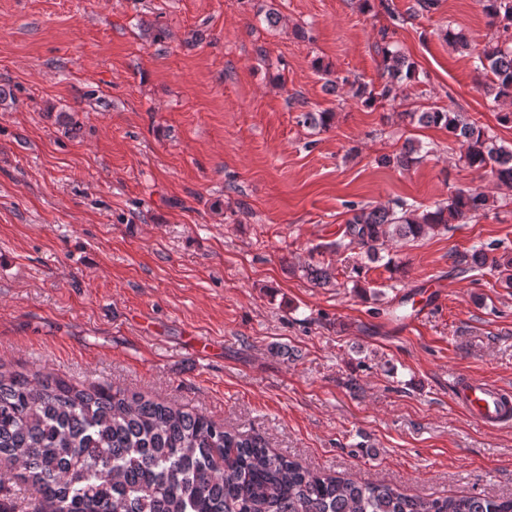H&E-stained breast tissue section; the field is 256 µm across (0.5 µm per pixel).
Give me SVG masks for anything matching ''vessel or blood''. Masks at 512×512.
<instances>
[{
  "label": "vessel or blood",
  "mask_w": 512,
  "mask_h": 512,
  "mask_svg": "<svg viewBox=\"0 0 512 512\" xmlns=\"http://www.w3.org/2000/svg\"><path fill=\"white\" fill-rule=\"evenodd\" d=\"M455 402L473 422L487 428L512 420V391L478 379L458 387Z\"/></svg>",
  "instance_id": "b4317fda"
}]
</instances>
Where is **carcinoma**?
Masks as SVG:
<instances>
[{
    "mask_svg": "<svg viewBox=\"0 0 512 512\" xmlns=\"http://www.w3.org/2000/svg\"><path fill=\"white\" fill-rule=\"evenodd\" d=\"M489 24L512 28V0H482ZM376 41L384 82L358 86L365 106L393 101L416 69L382 28ZM494 101L512 100V47L496 43L476 57ZM303 122L328 128L334 112H304ZM411 124L445 129L466 164L512 188V149L464 112H407ZM422 146L408 142L381 164L407 169ZM491 207L490 196L456 190L445 203L420 209H353L343 237L370 261L384 259L395 238L415 241L468 224ZM499 244L455 253L462 273L487 271L512 287V257ZM319 287L333 284L330 267L307 270ZM0 459L20 469L48 512H512V497L456 495L423 499L384 483L308 470L253 437L187 411L110 385L86 388L50 374L0 369Z\"/></svg>",
    "mask_w": 512,
    "mask_h": 512,
    "instance_id": "carcinoma-1",
    "label": "carcinoma"
}]
</instances>
